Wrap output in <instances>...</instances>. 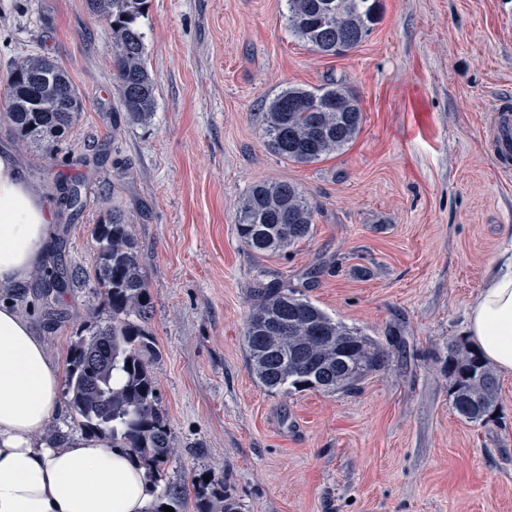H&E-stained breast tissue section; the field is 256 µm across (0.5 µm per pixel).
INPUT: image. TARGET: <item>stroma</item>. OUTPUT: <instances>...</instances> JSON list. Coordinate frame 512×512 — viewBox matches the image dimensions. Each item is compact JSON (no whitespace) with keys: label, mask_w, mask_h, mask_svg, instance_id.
<instances>
[{"label":"stroma","mask_w":512,"mask_h":512,"mask_svg":"<svg viewBox=\"0 0 512 512\" xmlns=\"http://www.w3.org/2000/svg\"><path fill=\"white\" fill-rule=\"evenodd\" d=\"M380 3L366 40L328 56L291 35L287 0H147L157 108L141 124L121 109L112 32L87 0H0V153L49 204L61 248L44 269L81 273L55 306L30 280L9 297L67 368L88 315H109L93 233L120 209L154 306L152 369L176 450L167 478L222 480L242 512H512V374L471 424L448 373L450 346L470 342V305L512 248V171L491 134L495 101L512 98V0ZM30 55L60 64L83 101L50 157L4 114L5 78ZM333 80L361 102L356 141L305 166L272 153L269 102ZM74 180L76 216L56 190ZM273 181L294 183L315 223L258 255L235 224L250 188ZM270 285L361 330L388 364L350 392H268L244 325Z\"/></svg>","instance_id":"35a3bbf8"}]
</instances>
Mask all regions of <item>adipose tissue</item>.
Wrapping results in <instances>:
<instances>
[{
    "instance_id": "1",
    "label": "adipose tissue",
    "mask_w": 512,
    "mask_h": 512,
    "mask_svg": "<svg viewBox=\"0 0 512 512\" xmlns=\"http://www.w3.org/2000/svg\"><path fill=\"white\" fill-rule=\"evenodd\" d=\"M50 222L41 190L0 154V288L40 262ZM466 321L484 358L512 373V270L490 280ZM59 378L29 323L0 300V512H146L156 491L128 449L84 433L36 443L57 412Z\"/></svg>"
}]
</instances>
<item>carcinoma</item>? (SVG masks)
<instances>
[{
    "instance_id": "cac0c4a2",
    "label": "carcinoma",
    "mask_w": 512,
    "mask_h": 512,
    "mask_svg": "<svg viewBox=\"0 0 512 512\" xmlns=\"http://www.w3.org/2000/svg\"><path fill=\"white\" fill-rule=\"evenodd\" d=\"M146 0H88L91 11L112 29V65L120 106L129 119L147 123L156 109V79L147 67L139 18ZM381 19L380 0H288V30L313 50L342 55L365 41ZM6 114L25 145L53 154L82 109V98L65 69L48 57H26L7 75ZM363 122L358 97L333 81L308 90L290 86L263 113V135L274 154L296 164H313L349 147ZM314 211L298 187L287 181L252 186L236 232L256 254L280 253L310 236ZM95 276L109 318H92L71 342L67 405L85 433L128 449L157 485L175 456L167 417L152 370L159 349L146 324L153 305L138 244L124 214L112 210L97 225ZM78 275H38L41 294L52 303L73 287ZM244 343L253 377L270 391H345L388 362L371 338L338 320L294 289L261 291L248 315ZM452 408L477 423L493 411L499 380L479 353L450 347ZM241 512L225 483L166 482L146 512Z\"/></svg>"
}]
</instances>
